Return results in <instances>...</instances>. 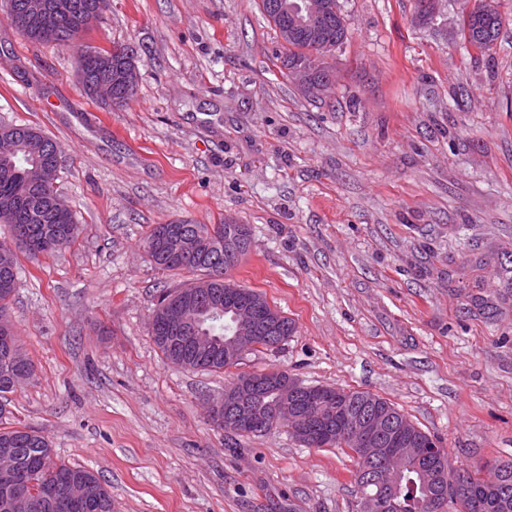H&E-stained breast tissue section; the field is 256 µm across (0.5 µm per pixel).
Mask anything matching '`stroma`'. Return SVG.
I'll list each match as a JSON object with an SVG mask.
<instances>
[{
  "label": "stroma",
  "mask_w": 512,
  "mask_h": 512,
  "mask_svg": "<svg viewBox=\"0 0 512 512\" xmlns=\"http://www.w3.org/2000/svg\"><path fill=\"white\" fill-rule=\"evenodd\" d=\"M336 88L311 100L271 59L259 0H109L84 45L136 48L137 92L88 98L75 50L28 41L0 0V124L60 148L58 190L82 226L20 254L9 312L32 376L11 423L106 480L118 512H353L355 465L285 428L216 429L225 375L164 364L153 225H247L231 273L296 323L247 372L372 391L470 470L512 460V0L494 44L467 50L464 0L426 25L415 0H339Z\"/></svg>",
  "instance_id": "35a3bbf8"
}]
</instances>
